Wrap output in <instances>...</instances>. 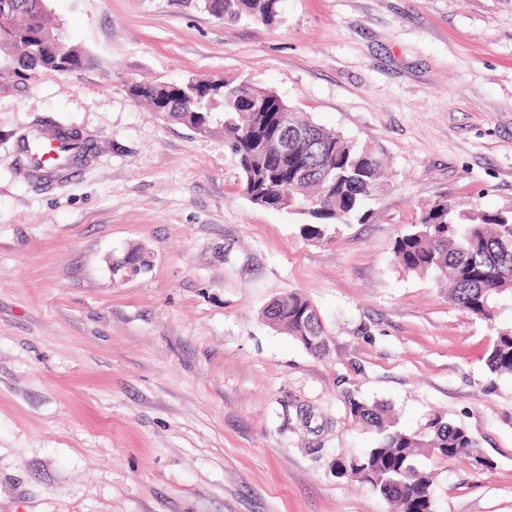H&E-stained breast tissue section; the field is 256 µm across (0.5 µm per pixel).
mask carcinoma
Wrapping results in <instances>:
<instances>
[{"instance_id":"carcinoma-1","label":"carcinoma","mask_w":512,"mask_h":512,"mask_svg":"<svg viewBox=\"0 0 512 512\" xmlns=\"http://www.w3.org/2000/svg\"><path fill=\"white\" fill-rule=\"evenodd\" d=\"M281 0H213L212 16L224 21L249 19L274 22ZM0 47L12 52L0 79L29 77L40 70L73 73L91 58L70 44L65 30L50 28L41 0H0ZM244 82L233 77L214 81L150 82L132 87L137 98L163 116L207 136L220 128L224 145L238 159L242 191L251 203L283 209L309 218L299 232L307 241L329 242L338 225L364 222L368 205L380 186L381 165L366 144L324 128L299 112H278L279 95L261 105L247 97ZM304 126L310 141L298 144L290 126ZM68 158L87 149L78 132L60 123L47 124ZM256 138L288 140V155L276 153L271 164L279 173L270 177L250 162ZM395 257L407 273L432 276L448 283V303L491 325L497 335L485 365L495 377L512 375V325H497L501 301L512 294V210L459 211L446 199L428 204L417 222L397 235ZM264 317L319 355L325 336L317 312L298 291L268 304ZM350 415L376 435L373 446L354 457L336 459V471L370 486L399 512H437L431 474L417 464L420 450L440 453L449 460L469 459L480 448L463 425L432 415L420 431L398 426L389 408L378 402L348 397Z\"/></svg>"}]
</instances>
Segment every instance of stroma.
<instances>
[{"mask_svg":"<svg viewBox=\"0 0 512 512\" xmlns=\"http://www.w3.org/2000/svg\"><path fill=\"white\" fill-rule=\"evenodd\" d=\"M93 59L0 79V512H391L336 461L374 441L347 396L405 429L438 413L491 468L423 457L438 512H512V377L485 321L405 274L393 242L440 197L512 209V0H282L224 23L184 0H46ZM234 76L371 144L386 185L329 243L253 205L222 134L127 91ZM92 155L18 164L47 121ZM149 270L114 271L128 250ZM301 292L316 357L261 312ZM496 330L497 335L486 353L485 365L495 377L512 375V325L500 324Z\"/></svg>","mask_w":512,"mask_h":512,"instance_id":"1","label":"stroma"}]
</instances>
